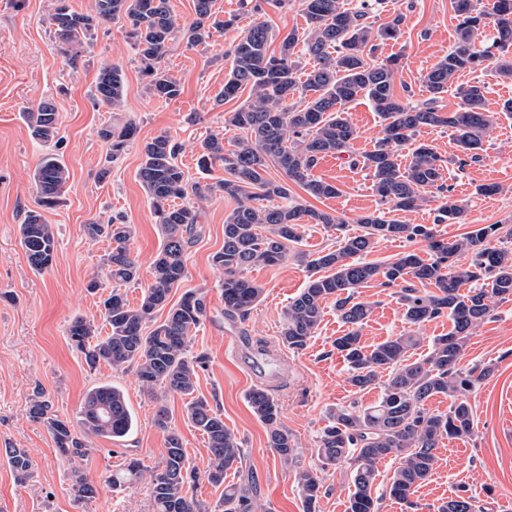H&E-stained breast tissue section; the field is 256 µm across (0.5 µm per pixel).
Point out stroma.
<instances>
[{"instance_id": "stroma-1", "label": "stroma", "mask_w": 512, "mask_h": 512, "mask_svg": "<svg viewBox=\"0 0 512 512\" xmlns=\"http://www.w3.org/2000/svg\"><path fill=\"white\" fill-rule=\"evenodd\" d=\"M55 6V0H0V512H77L70 492L72 464L58 453L46 429L30 419L28 404L34 393L44 392L53 413L73 422L87 392L102 383L125 393L138 425L119 446L94 439L90 455L81 463L97 489L86 512H154L148 481L116 491L106 477L132 457L149 467L160 462L164 436L153 423L155 402L134 370L105 365L89 369L67 339L66 328L73 318L100 317V301L112 287L102 270L110 243L91 239L86 227L124 216L134 228L131 253L142 269H149L162 237L137 170L142 144L156 136L165 134L182 144L178 161L190 181L206 185L223 179L222 166L200 172L196 157L209 135L223 136L228 142L235 136L225 129L224 115L242 101L217 100L230 66L224 50L253 16L241 0H216L219 19L237 16L236 28L214 30L208 43L192 49L183 41L173 42L161 65L180 83L182 93L167 101L148 92L125 37V19L99 30L77 68H69L50 33ZM399 14L404 21L397 39L381 41L374 59L400 55L394 93L422 101L427 97L424 74L455 41L452 0H385L378 21L387 23ZM110 64L121 67L126 86L117 113L93 102L98 73ZM47 98L56 105L61 135L51 149L31 137L23 119L25 108ZM348 113L359 132L349 158L325 157L312 171L314 178L337 184L340 195L316 199L296 184L288 186L293 200L336 215L344 223L339 230L304 225L298 248L311 256L336 249L341 233L360 232L359 217L380 207L369 170L351 166L349 160L373 150L383 136V121L362 96L349 104ZM116 118L133 121L137 137L127 154L110 163L97 131ZM418 140L445 159L446 182L466 206L467 221L435 224L430 204L395 212V219L436 225L448 241L462 237L475 224L512 225V119L501 118L486 138L480 160L462 168L454 162L457 145L451 130L425 128ZM50 150L62 156L70 177L61 205L45 213L58 232V247L52 268L38 273L27 262L19 226L34 206V170ZM491 183L500 186V193L475 194L477 185ZM235 206L234 199L219 192L198 202L201 235L188 252L187 277L170 299L178 301L183 292L198 288L208 292L209 313L195 332V351L209 357L207 369L199 374L198 393L217 399L225 425L244 450L242 465L229 471L228 481L248 484L267 512H303L294 472L316 468L318 441L330 410L339 404L372 405L382 388L375 385L358 393L348 384L347 366L333 346L348 327L334 305H326L318 331L305 349L297 352L282 344L284 310L307 281L305 266L296 258L249 268L247 277L264 288L259 305L242 322L223 316L224 275L212 266L211 256L224 244V219ZM95 278L101 279V287L88 291ZM355 298L373 306L360 330L364 345L408 331L398 288L375 280L357 289ZM261 345L266 348L262 354L257 351ZM476 365L492 367L493 372L467 396L472 435L442 440L430 477L407 505L386 497L394 464L382 460L376 482L381 512H437L460 485L469 487L482 512H512V298L494 301L491 316L468 336L459 366L466 370ZM256 388L274 396L285 426L297 440L296 467L282 464L269 447L265 427L247 402L248 393ZM166 405L191 465L205 469L207 440L188 421L184 399L175 395ZM9 448L25 449L32 461L26 484H18L8 466ZM320 482L318 512H347L352 486L345 472H322Z\"/></svg>"}]
</instances>
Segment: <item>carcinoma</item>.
I'll return each mask as SVG.
<instances>
[{"instance_id":"1","label":"carcinoma","mask_w":512,"mask_h":512,"mask_svg":"<svg viewBox=\"0 0 512 512\" xmlns=\"http://www.w3.org/2000/svg\"><path fill=\"white\" fill-rule=\"evenodd\" d=\"M303 3L306 27L283 37L279 53L269 52L273 33L266 22L258 20L224 53L231 65L220 101L232 100L246 89L249 96L224 118L237 132L234 148L224 149V138L211 135L200 144L197 165L207 171L219 163L227 178L202 189L189 182L178 163L181 147L170 137L159 135L144 144L137 176L150 199L162 245L139 305H130L121 289L140 281V267L129 249L132 226L118 216L108 224L87 227L89 236L104 235L112 241L103 266L115 287L103 300L106 335H97L94 320L76 317L67 327L70 345L91 369L102 364L113 369L134 368L142 387L159 402L171 395L186 399V416L208 444L209 462L200 474L188 462L182 437L171 427L166 406H159L154 425L165 436L162 461L146 468L132 458L110 477L114 488L148 480L156 512H264L248 487L224 484L228 470L242 463L243 451L235 434L224 425L220 406L195 395L199 372L209 361L206 353L193 350L194 331L207 317V292L187 291L176 303H170L171 292L187 275L186 255L199 232L196 207L175 200L191 194L203 199L212 192L237 200L224 220V245L211 256V263L224 273V316L243 321L264 292L263 286L244 277V272L285 260L299 242L300 225L340 223L330 213L307 209L288 199V188L267 178L268 169L278 167L288 181L313 197L339 195L336 184L312 178L311 171L324 157L348 152L357 138L347 105L358 96L367 97L380 114L384 136L374 150L353 165L372 173L373 189L390 211H408L437 202V224H463L466 220L464 206L443 180L445 160L430 146L420 144L412 148L405 164L395 147L413 140L425 127H447L455 135L462 154L458 163L463 166L467 160L479 158L484 139L501 116L512 118V98L500 104V111H489L486 86L479 81L458 87L461 105L457 110L445 112L440 105L448 86L463 72L484 70L495 63L500 76L512 79V62L505 60L512 55V0H492L487 7L481 0H453L458 20L456 41L424 75L429 97L421 103L393 94L399 57L379 63L370 59L377 50V37L369 19L383 0H360L351 8L345 0ZM214 7L215 0H194L195 18L186 26L174 14L170 0H93L86 12L57 6L50 24L65 60L75 68L99 28L125 17L126 38L142 64L149 91L173 100L182 93L181 85L161 68V59L177 39L195 47L206 43L213 28L235 25L234 17L218 20ZM489 21L494 23L496 34L485 42L479 38V30ZM304 59L312 61L310 68L302 66ZM95 91L96 100L119 109L126 92L122 69L117 65L104 67ZM24 118L34 140L45 145L60 142L58 112L52 100L39 102L24 112ZM136 134L137 126L130 120L103 125L98 136L107 145L108 161L125 154ZM68 178V167L54 153L44 155L34 173L36 208L27 212L19 234L28 264L38 273L51 268L57 250V231L43 212L60 204ZM358 223L362 233L345 238L340 248L310 260L299 255L308 280L284 312L282 343L299 351L315 335L324 304L333 302L337 315L348 326L334 347L347 364L349 385L364 391L387 374L377 403L366 408L338 406L330 412L329 425L318 443V470L296 473L305 512L316 509L320 493L317 471L345 464L351 468L353 486L348 512H377L373 497L377 465L388 457L396 461L388 494L409 502L415 488L433 471L441 441L471 434L472 411L466 395L490 375L492 368L483 366L461 373L458 364L463 345L472 330L491 315L494 299L512 297V251L492 244L494 237L499 243L512 239L509 224H488L448 242L437 238L434 228L426 224H404L383 214L363 215ZM380 239H422L428 243L430 256L424 259L408 252L383 266L364 261ZM464 254L468 262L457 264L456 258ZM381 277L385 285L401 288L404 317L410 325L419 327L443 315L450 319L451 330L433 339L425 358L412 360L408 355L422 341L414 334L395 336L373 346L361 342L359 329L372 306L355 301L354 292ZM480 280L489 281L491 288L461 292L466 283ZM417 283L424 289L415 287ZM164 309L165 318L156 321L155 314ZM436 395L450 400L448 411L426 408V402ZM249 404L266 427L269 448L281 463L292 465L298 444L283 424L277 402L266 390L257 388L249 394ZM29 415L46 426L58 452L70 460L89 454L91 438L120 442L135 427L124 392L110 383L95 386L86 394L78 411L81 437L71 430L70 422L51 413V405L41 392L30 399ZM7 457L17 480L26 479L32 461L25 450L11 448ZM200 479L224 487L212 510L201 507L189 495L191 485ZM70 480L74 503L84 505L95 498L96 487L81 468L72 469ZM439 512H475L468 487H458Z\"/></svg>"}]
</instances>
